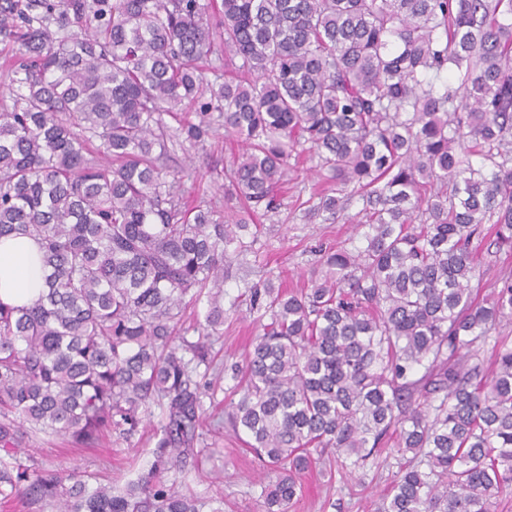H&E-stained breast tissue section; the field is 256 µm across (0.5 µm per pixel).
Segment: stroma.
I'll use <instances>...</instances> for the list:
<instances>
[{
    "label": "stroma",
    "instance_id": "obj_1",
    "mask_svg": "<svg viewBox=\"0 0 512 512\" xmlns=\"http://www.w3.org/2000/svg\"><path fill=\"white\" fill-rule=\"evenodd\" d=\"M238 144L225 142L223 136L189 151L173 149L170 168L188 166L195 177L184 179L183 195L188 202L204 200L220 213H227L224 198V169L229 166ZM316 164L309 154H301L290 163L288 188L281 196L275 221L264 222L251 251L233 259L224 269V333L211 337L214 358L202 384L215 391L199 429L198 446L202 451L198 464L189 466L180 492L205 503L203 512H265L261 485L268 480L267 466L258 460L237 438L228 422L230 376L225 362L239 361L251 349L258 333L244 286L265 280L287 286L303 284L319 265L322 248L348 244L355 226L363 219L360 200H352L332 223L312 222L306 217L307 201L316 181ZM151 434H138L130 440H105L94 448H73L60 437L43 436L23 444L20 457H34L49 469L80 467L93 472L101 482L120 488L147 472L154 460ZM398 470L397 457L376 465L359 467L332 464L324 468L314 464L302 478V492L290 512H375L380 496L391 485Z\"/></svg>",
    "mask_w": 512,
    "mask_h": 512
}]
</instances>
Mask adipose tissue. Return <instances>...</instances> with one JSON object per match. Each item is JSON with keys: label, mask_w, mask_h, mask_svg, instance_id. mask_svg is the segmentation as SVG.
I'll return each mask as SVG.
<instances>
[{"label": "adipose tissue", "mask_w": 512, "mask_h": 512, "mask_svg": "<svg viewBox=\"0 0 512 512\" xmlns=\"http://www.w3.org/2000/svg\"><path fill=\"white\" fill-rule=\"evenodd\" d=\"M45 288V270L37 244L26 237L0 238V302L22 306Z\"/></svg>", "instance_id": "ef3b65f1"}]
</instances>
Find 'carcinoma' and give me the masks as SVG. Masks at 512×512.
<instances>
[{
  "label": "carcinoma",
  "mask_w": 512,
  "mask_h": 512,
  "mask_svg": "<svg viewBox=\"0 0 512 512\" xmlns=\"http://www.w3.org/2000/svg\"><path fill=\"white\" fill-rule=\"evenodd\" d=\"M0 43V237L36 240L48 270L32 303L0 302V500L202 512L176 490L210 365L183 312L207 297L202 335L222 334L224 262L257 233L187 206L160 159L222 128L247 145L224 170L246 212H276L307 152L325 172L308 217L356 197L365 218L309 287L245 285L259 333L231 364L229 421L274 472L266 512H289L315 459L390 442L411 459L377 512H495L512 277L479 298L473 239L490 224L512 251V0H0ZM219 52L237 79H208ZM154 402V461L121 491L17 457L40 433L128 439Z\"/></svg>",
  "instance_id": "obj_1"
}]
</instances>
